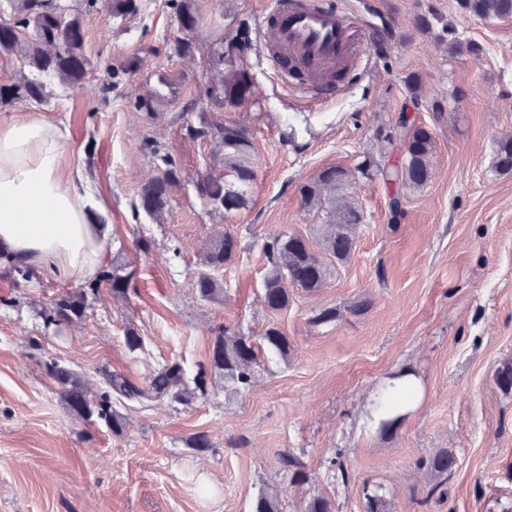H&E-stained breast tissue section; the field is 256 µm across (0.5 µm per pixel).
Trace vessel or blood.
Returning <instances> with one entry per match:
<instances>
[{
    "mask_svg": "<svg viewBox=\"0 0 512 512\" xmlns=\"http://www.w3.org/2000/svg\"><path fill=\"white\" fill-rule=\"evenodd\" d=\"M264 20L274 31L269 65L288 84L294 80L288 64L298 66L305 78L301 91L345 90L339 74L356 73L370 57L366 25L324 0H272Z\"/></svg>",
    "mask_w": 512,
    "mask_h": 512,
    "instance_id": "1",
    "label": "vessel or blood"
}]
</instances>
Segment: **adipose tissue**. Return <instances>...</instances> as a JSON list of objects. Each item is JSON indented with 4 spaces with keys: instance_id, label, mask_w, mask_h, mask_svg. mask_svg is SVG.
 Instances as JSON below:
<instances>
[{
    "instance_id": "1",
    "label": "adipose tissue",
    "mask_w": 512,
    "mask_h": 512,
    "mask_svg": "<svg viewBox=\"0 0 512 512\" xmlns=\"http://www.w3.org/2000/svg\"><path fill=\"white\" fill-rule=\"evenodd\" d=\"M70 131L24 110L0 119V266L34 269L81 282L94 278L108 241L91 223L79 165L68 154ZM412 391L410 401L382 413L404 418L422 397V381L403 370L385 378L372 402L388 391Z\"/></svg>"
}]
</instances>
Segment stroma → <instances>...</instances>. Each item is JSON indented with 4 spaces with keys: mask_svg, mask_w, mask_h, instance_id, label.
Listing matches in <instances>:
<instances>
[{
    "mask_svg": "<svg viewBox=\"0 0 512 512\" xmlns=\"http://www.w3.org/2000/svg\"><path fill=\"white\" fill-rule=\"evenodd\" d=\"M138 2L126 19L102 6L84 13L83 25L90 56L118 66L137 55L140 70L114 83L95 69L76 86L52 83L40 108L69 128V149L104 203L110 251L122 254L137 289L116 296L99 288L83 318L56 331L41 311L66 281L39 273L24 280L0 268V512H251L262 493L277 496L280 512H305L318 494L335 512H365L363 489L376 485L387 512H512V393L495 381L512 360V173L492 166L498 141L512 136V19L470 15L457 0H331L388 38L346 92L315 97L282 84L268 64L259 38L268 0H197L202 25L185 57L172 51V0ZM450 24L481 43L480 58L452 53ZM243 28L259 103L190 109L208 83L215 39ZM411 77L421 89L416 103ZM141 98L152 99L151 111L136 108ZM437 100L443 111H433ZM404 114L434 139L432 176L420 188L382 175L403 151L376 132ZM202 118L251 132L256 180L247 205L229 215L198 194V176L220 168L214 142L186 134ZM146 140L171 153L182 175L159 223L133 211L157 173ZM330 166L351 181L361 214L355 247L345 262L328 258L322 288L292 289L288 308L271 310L263 245L270 235H306L327 223L299 188ZM395 193L404 217L392 225ZM220 231L240 249L214 272L223 296L204 302L188 279ZM140 238L149 252L137 249ZM361 301L366 310L351 314ZM328 307L337 319L312 324ZM225 326L249 336L277 327L291 354L265 355L253 386L238 394L211 373L206 397L191 403H124L119 436L71 414L44 371L54 360L98 389L104 368L142 384L177 361L192 376L208 365ZM129 327L142 338L133 352L124 343ZM407 368L424 383L421 406L393 431L368 428L371 392ZM200 432L211 442L203 452L190 446ZM444 448L456 466L446 495L432 496L420 462ZM284 450L302 458L305 478L282 469ZM335 458L348 483L335 480Z\"/></svg>",
    "mask_w": 512,
    "mask_h": 512,
    "instance_id": "1",
    "label": "stroma"
}]
</instances>
